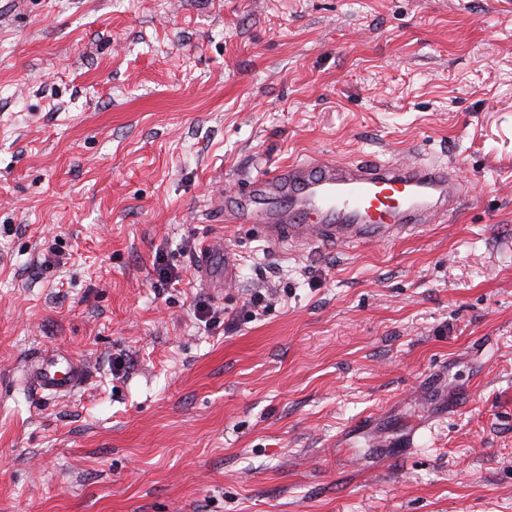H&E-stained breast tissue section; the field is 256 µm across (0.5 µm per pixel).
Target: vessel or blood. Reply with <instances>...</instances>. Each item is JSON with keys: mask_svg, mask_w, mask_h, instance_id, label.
I'll use <instances>...</instances> for the list:
<instances>
[{"mask_svg": "<svg viewBox=\"0 0 512 512\" xmlns=\"http://www.w3.org/2000/svg\"><path fill=\"white\" fill-rule=\"evenodd\" d=\"M466 195L452 163L311 159L260 168L244 178L241 189L217 193L210 213L219 221L255 224L274 245L353 246L446 221ZM222 249V242L214 240L199 256L202 286L233 281L232 267H225L220 281L208 269L211 254ZM29 365L30 380L40 392L72 391L85 381L84 364L61 352L33 357Z\"/></svg>", "mask_w": 512, "mask_h": 512, "instance_id": "vessel-or-blood-1", "label": "vessel or blood"}]
</instances>
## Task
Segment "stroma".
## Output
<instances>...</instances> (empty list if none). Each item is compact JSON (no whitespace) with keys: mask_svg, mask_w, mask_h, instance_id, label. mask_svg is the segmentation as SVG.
Returning a JSON list of instances; mask_svg holds the SVG:
<instances>
[{"mask_svg":"<svg viewBox=\"0 0 512 512\" xmlns=\"http://www.w3.org/2000/svg\"><path fill=\"white\" fill-rule=\"evenodd\" d=\"M406 156L472 182L451 220H205ZM56 349L86 381L39 393ZM0 512H512V0H0ZM223 243L219 240H214L208 243V245L204 248L201 255L198 258L197 263V272L200 276L201 284L205 288H220L219 290H222L224 283L227 284L229 282H232L235 274L233 271V268L229 265H225L224 262V281L222 279L216 280L213 278V276L210 274V271L208 269L209 265V258L211 253H216L223 251Z\"/></svg>","mask_w":512,"mask_h":512,"instance_id":"obj_1","label":"stroma"}]
</instances>
